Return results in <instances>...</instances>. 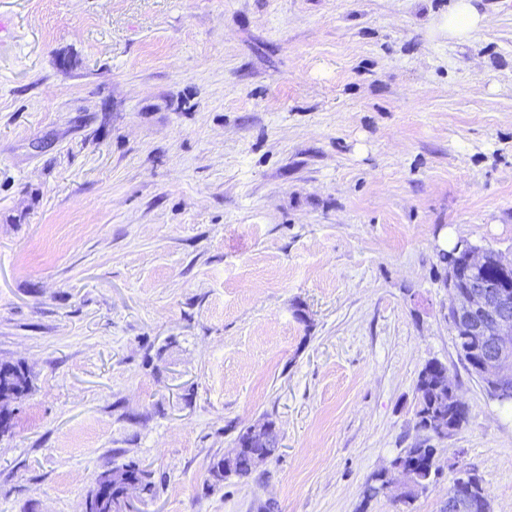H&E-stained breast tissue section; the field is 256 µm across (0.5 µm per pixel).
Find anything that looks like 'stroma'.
I'll use <instances>...</instances> for the list:
<instances>
[{
	"label": "stroma",
	"mask_w": 512,
	"mask_h": 512,
	"mask_svg": "<svg viewBox=\"0 0 512 512\" xmlns=\"http://www.w3.org/2000/svg\"><path fill=\"white\" fill-rule=\"evenodd\" d=\"M0 0V512H512V415L460 361L441 240L512 255V0ZM447 365L470 409L418 431ZM279 449L214 477L242 427ZM437 449L411 504L362 487ZM477 1L480 0H454L451 3L444 23L449 38L464 41L486 26L487 16L479 10ZM440 366L448 367L439 361L428 362L419 372L416 383L415 393L417 399L416 415L423 420H429L432 416L448 417V435H452L461 430L469 419V409H465V403L455 394L453 387L451 395L453 404L462 410L453 408L448 403V392H443L438 385V377L442 373ZM8 385L21 388L18 395L28 390V376L20 365L0 364V391ZM128 474L138 481V486L143 494L151 495L154 490L153 483L149 480L148 474L136 465H126L111 469L105 472L101 478L112 480V491L104 501H98L94 494L85 501L84 512H127L121 511L124 496L122 495V477ZM390 483V477L382 470L374 471L366 480V486L363 487V503H370L379 496L388 494L387 486ZM455 478L448 487V499L454 487ZM465 480L461 479V483L457 484L448 502V512H469L471 508V492L470 488L465 485Z\"/></svg>",
	"instance_id": "1"
}]
</instances>
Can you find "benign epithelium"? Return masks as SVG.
Wrapping results in <instances>:
<instances>
[{"instance_id":"7a95c632","label":"benign epithelium","mask_w":512,"mask_h":512,"mask_svg":"<svg viewBox=\"0 0 512 512\" xmlns=\"http://www.w3.org/2000/svg\"><path fill=\"white\" fill-rule=\"evenodd\" d=\"M490 259L502 276L512 275V257L480 247L468 245L448 260L447 288L452 297L448 322L458 336L484 337L490 351L483 356L480 371L486 388L497 395L512 391V291L500 279L476 276L460 282L455 277L460 263L476 270ZM470 508V488L461 482L453 490L448 512H469Z\"/></svg>"}]
</instances>
